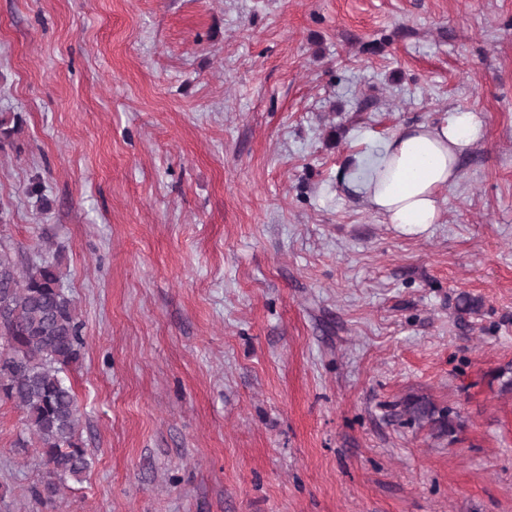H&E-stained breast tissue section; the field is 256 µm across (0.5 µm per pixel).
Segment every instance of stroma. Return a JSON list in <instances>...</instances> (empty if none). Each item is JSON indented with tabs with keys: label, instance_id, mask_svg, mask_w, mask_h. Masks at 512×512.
Segmentation results:
<instances>
[{
	"label": "stroma",
	"instance_id": "1",
	"mask_svg": "<svg viewBox=\"0 0 512 512\" xmlns=\"http://www.w3.org/2000/svg\"><path fill=\"white\" fill-rule=\"evenodd\" d=\"M457 109L439 223L341 185ZM1 112L0 244L77 304L92 467L35 496L0 401V512H512V0H0ZM405 412L411 421L422 424L423 422L438 425L440 432H448V436H453L460 424L451 416L450 410H438L431 402L423 399H409L405 402ZM437 415V417H436Z\"/></svg>",
	"mask_w": 512,
	"mask_h": 512
}]
</instances>
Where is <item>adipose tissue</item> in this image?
Here are the masks:
<instances>
[{
  "mask_svg": "<svg viewBox=\"0 0 512 512\" xmlns=\"http://www.w3.org/2000/svg\"><path fill=\"white\" fill-rule=\"evenodd\" d=\"M483 133L482 119L466 109L440 123L402 129L357 191L384 223L408 235L426 231L439 221L441 190L456 183L461 157Z\"/></svg>",
  "mask_w": 512,
  "mask_h": 512,
  "instance_id": "1",
  "label": "adipose tissue"
}]
</instances>
